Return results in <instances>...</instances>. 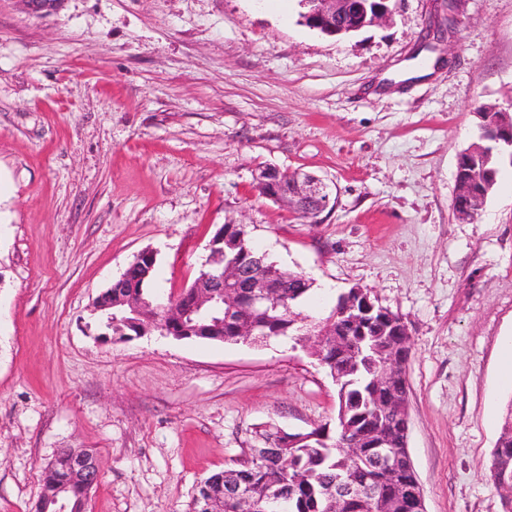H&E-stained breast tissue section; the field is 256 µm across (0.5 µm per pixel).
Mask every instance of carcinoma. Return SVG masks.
Wrapping results in <instances>:
<instances>
[{
  "label": "carcinoma",
  "mask_w": 512,
  "mask_h": 512,
  "mask_svg": "<svg viewBox=\"0 0 512 512\" xmlns=\"http://www.w3.org/2000/svg\"><path fill=\"white\" fill-rule=\"evenodd\" d=\"M485 141L481 150H464L459 157L457 176L468 183L475 195L484 200L496 184L499 165L504 159L502 142L497 140V129L492 121L481 124ZM211 273L224 274L230 264L247 265L260 275L272 271L286 280L288 288L276 305L253 309L242 299L246 314L264 328L263 338L290 336L300 331L301 313L297 307L311 292L312 282L302 273L278 268L260 255L251 245L247 227L242 225L230 238L211 250ZM150 279H139L134 275L127 279V287L107 290L100 295L101 303L109 300L155 301V294L148 288ZM340 296L337 304L325 319L320 334L319 361L330 371H336L341 379L337 386L345 394L338 395L336 437L329 436L326 428L311 430L314 438L301 441L291 447L279 445L277 432L265 431L262 436L270 447L276 449L271 455H254L249 449H241L243 459L235 460L230 469L239 472L241 481L249 486L256 496L274 492L280 496L276 503H266L263 512H329V503L336 498V491L343 485L352 489H363L376 485L373 495L358 497L346 495L342 512H385L384 498L407 488L419 485L412 460L402 445L395 443L390 448L394 456L402 457L399 469L388 475L375 477L370 472V456L354 457L345 451L348 443L355 439L372 419L383 410L384 390L375 387L372 371L383 365L388 357V348L397 341L390 322L400 321L396 313H377L363 317V324L356 326L350 316L343 314ZM161 323L172 337L180 340L203 342L236 341V324L217 307L202 311H190L181 315H163L155 321L138 318L129 310L112 311V327L104 325L102 317L96 318L98 337L109 334L111 338L129 339L155 331ZM512 410L508 411L501 434L492 451L490 467L508 465L512 475ZM43 486L50 488L67 481L63 467H44Z\"/></svg>",
  "instance_id": "carcinoma-1"
}]
</instances>
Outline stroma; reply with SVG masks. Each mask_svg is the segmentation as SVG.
<instances>
[{
  "label": "stroma",
  "mask_w": 512,
  "mask_h": 512,
  "mask_svg": "<svg viewBox=\"0 0 512 512\" xmlns=\"http://www.w3.org/2000/svg\"><path fill=\"white\" fill-rule=\"evenodd\" d=\"M344 38L300 0H0V512L43 467L96 452L87 512H187L263 431L335 429L337 389L294 338L102 343L98 296L143 249L188 287L220 225L311 279L301 332L359 287L409 329V452L427 512H502L491 454L512 408V165L453 211L479 105L512 104V0H394ZM330 187L317 224L259 170Z\"/></svg>",
  "instance_id": "1"
}]
</instances>
